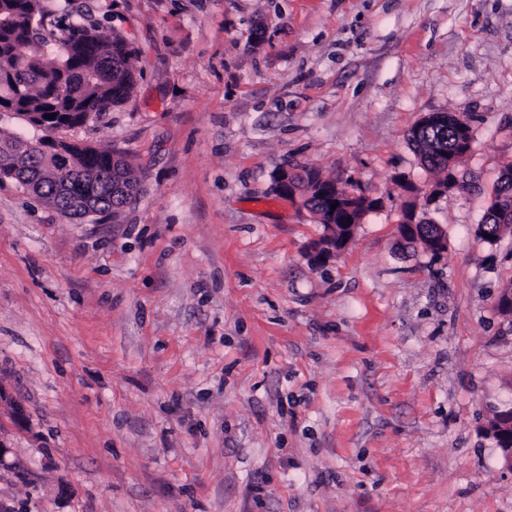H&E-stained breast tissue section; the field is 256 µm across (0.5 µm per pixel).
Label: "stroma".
Masks as SVG:
<instances>
[{"instance_id": "1", "label": "stroma", "mask_w": 512, "mask_h": 512, "mask_svg": "<svg viewBox=\"0 0 512 512\" xmlns=\"http://www.w3.org/2000/svg\"><path fill=\"white\" fill-rule=\"evenodd\" d=\"M135 50L131 98L68 141L143 191L71 221L0 179V512H512V0H46ZM463 112L469 192L402 241L408 140ZM304 165L379 200L340 256L276 195ZM512 169V165L503 168L499 174L495 188V196L481 220L480 226L483 234L477 235L482 241L488 244H495L503 233L512 228V180H505V169ZM510 212L511 218L505 220V215ZM493 235L494 239L488 238Z\"/></svg>"}]
</instances>
